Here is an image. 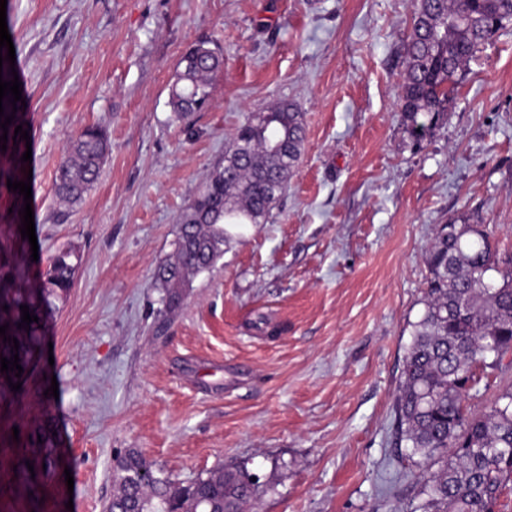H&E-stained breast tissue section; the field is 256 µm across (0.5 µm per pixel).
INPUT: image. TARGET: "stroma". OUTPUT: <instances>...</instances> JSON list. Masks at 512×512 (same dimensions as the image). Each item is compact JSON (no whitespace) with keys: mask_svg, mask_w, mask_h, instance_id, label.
<instances>
[{"mask_svg":"<svg viewBox=\"0 0 512 512\" xmlns=\"http://www.w3.org/2000/svg\"><path fill=\"white\" fill-rule=\"evenodd\" d=\"M411 11L7 0L37 242L22 239L0 176V269L33 277L67 247L81 264L21 388L0 378V512H103L132 448L183 483L247 466L262 478L257 512H403L419 470L395 443V393L433 230L463 214L512 252V26L418 141L398 106ZM200 39L219 42L224 68L185 123L168 89ZM285 102L305 140L281 199L267 223L227 225L223 257L167 318L152 280L181 211L235 129ZM94 123L111 149L69 208L54 172Z\"/></svg>","mask_w":512,"mask_h":512,"instance_id":"stroma-1","label":"stroma"}]
</instances>
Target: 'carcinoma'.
<instances>
[{"instance_id": "cac0c4a2", "label": "carcinoma", "mask_w": 512, "mask_h": 512, "mask_svg": "<svg viewBox=\"0 0 512 512\" xmlns=\"http://www.w3.org/2000/svg\"><path fill=\"white\" fill-rule=\"evenodd\" d=\"M512 23V0H414L404 44L403 122L421 138L448 111L461 74L481 46ZM224 55L211 40L198 41L177 63L169 105L183 119L210 101L211 76ZM305 139L302 113L283 104L257 112L234 132L231 147L183 209L172 258L159 265L153 287L165 293V313L181 304V289L224 255V225L262 224L294 174ZM110 150L106 131L84 128L56 170L63 202L82 200L98 180ZM80 256L54 254L40 281L10 293L0 289V326L8 341L0 357L19 356L26 369L38 345V323L18 326L20 306L43 319L71 287ZM428 274L418 320L412 323L395 399L396 440L418 457V503L403 512H495L512 488V384L475 413L466 396L481 393L482 375L512 355V255L499 253L489 233L461 215L439 224L425 253ZM17 339L14 350L11 339ZM141 469L146 484L122 481ZM112 512H240L262 484L239 465L180 483L130 449L118 461Z\"/></svg>"}]
</instances>
